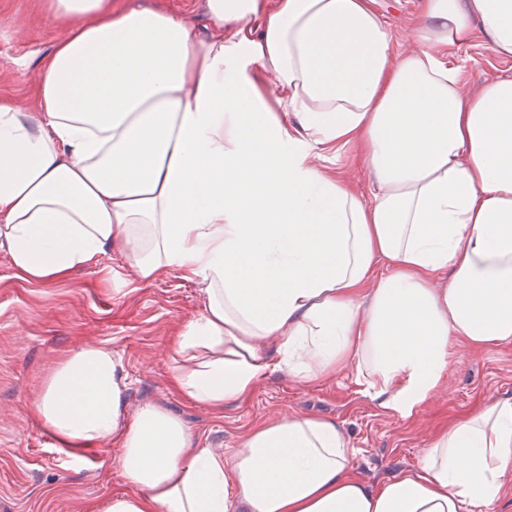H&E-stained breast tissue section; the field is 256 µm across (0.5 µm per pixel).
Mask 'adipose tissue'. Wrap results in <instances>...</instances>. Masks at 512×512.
<instances>
[{
  "label": "adipose tissue",
  "instance_id": "obj_1",
  "mask_svg": "<svg viewBox=\"0 0 512 512\" xmlns=\"http://www.w3.org/2000/svg\"><path fill=\"white\" fill-rule=\"evenodd\" d=\"M190 12L47 0L65 30L27 110L0 98V251L46 284L121 259L206 286L171 384L213 407L272 372L354 373L406 418L448 346L512 342V77L471 90L456 50L512 59V0H422L406 47L374 0H205ZM351 147L363 198L328 161ZM104 346L67 354L38 413L71 452L111 439L106 512H492L512 481V397L486 395L418 463L370 483L333 419L256 426L228 457L125 410Z\"/></svg>",
  "mask_w": 512,
  "mask_h": 512
}]
</instances>
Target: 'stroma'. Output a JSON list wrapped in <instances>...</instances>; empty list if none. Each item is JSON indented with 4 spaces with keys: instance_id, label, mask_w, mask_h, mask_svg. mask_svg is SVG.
<instances>
[{
    "instance_id": "35a3bbf8",
    "label": "stroma",
    "mask_w": 512,
    "mask_h": 512,
    "mask_svg": "<svg viewBox=\"0 0 512 512\" xmlns=\"http://www.w3.org/2000/svg\"><path fill=\"white\" fill-rule=\"evenodd\" d=\"M43 0H0V97L26 109L39 63L63 36L46 19ZM460 81L473 88L512 75L481 42L457 52ZM204 285L175 272L133 281L117 260L47 284L15 275L0 253V512H104L126 484L117 443L85 449L72 463L56 439L40 435L36 405L44 382L67 354L105 346L127 375V413L150 403L179 417L198 447L230 455L260 423L316 416L343 423L357 450V471L369 482L416 465L434 433L495 391L512 394V343L452 347L448 370L429 399L406 419L380 410L353 375L301 383L288 372L270 375L248 398L221 408L196 403L171 384L172 343L204 301Z\"/></svg>"
}]
</instances>
